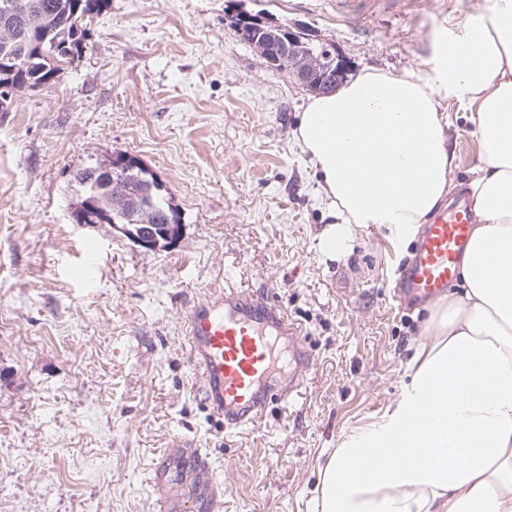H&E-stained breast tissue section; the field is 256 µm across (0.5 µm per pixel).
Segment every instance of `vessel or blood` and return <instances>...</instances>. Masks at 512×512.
<instances>
[{
	"label": "vessel or blood",
	"instance_id": "obj_1",
	"mask_svg": "<svg viewBox=\"0 0 512 512\" xmlns=\"http://www.w3.org/2000/svg\"><path fill=\"white\" fill-rule=\"evenodd\" d=\"M473 220L466 200L431 214L393 288L400 308L412 309L447 291L469 247ZM185 324L186 351L201 380L203 401L228 430L258 423L272 403L290 404L312 366L300 325L252 292L217 289L192 299L185 306ZM283 350L293 370L287 384L280 385L275 375ZM206 467L191 442L167 450L153 470L162 512H180L187 491L212 512L224 496L221 485L187 482Z\"/></svg>",
	"mask_w": 512,
	"mask_h": 512
}]
</instances>
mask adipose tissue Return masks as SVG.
<instances>
[{
  "label": "adipose tissue",
  "instance_id": "obj_1",
  "mask_svg": "<svg viewBox=\"0 0 512 512\" xmlns=\"http://www.w3.org/2000/svg\"><path fill=\"white\" fill-rule=\"evenodd\" d=\"M450 98L475 105L480 146L461 285L434 304L396 405L324 466L320 512H512V0L449 34L426 71L312 98L295 135L341 218L325 250L352 224L404 243L448 192Z\"/></svg>",
  "mask_w": 512,
  "mask_h": 512
}]
</instances>
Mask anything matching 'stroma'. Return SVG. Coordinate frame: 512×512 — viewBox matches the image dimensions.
<instances>
[{
  "label": "stroma",
  "instance_id": "35a3bbf8",
  "mask_svg": "<svg viewBox=\"0 0 512 512\" xmlns=\"http://www.w3.org/2000/svg\"><path fill=\"white\" fill-rule=\"evenodd\" d=\"M496 0H111L59 82L19 93L0 121V512H155L151 471L194 439L224 487L216 512H317L318 467L400 397L431 304L389 290L412 243L334 217L295 138L311 94L268 69L235 13L333 42L351 74L425 69L442 32ZM456 159L450 198L478 176L469 105L444 101ZM124 151L182 215L168 249L77 224L78 169ZM93 254L90 277L81 270ZM232 284L298 322L313 359L289 408L225 430L186 357L184 305Z\"/></svg>",
  "mask_w": 512,
  "mask_h": 512
}]
</instances>
